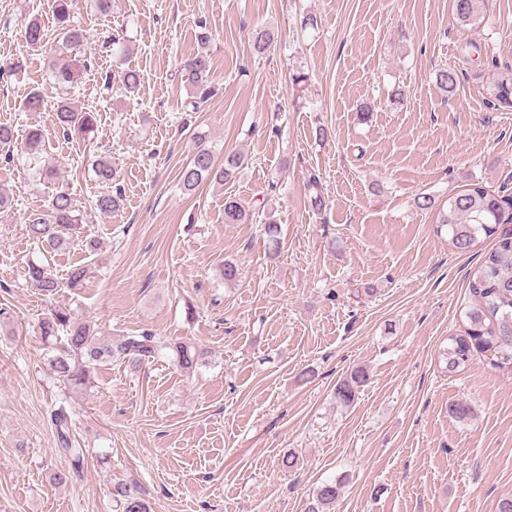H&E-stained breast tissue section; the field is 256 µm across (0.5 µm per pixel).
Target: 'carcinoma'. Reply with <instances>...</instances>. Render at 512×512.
<instances>
[{
	"mask_svg": "<svg viewBox=\"0 0 512 512\" xmlns=\"http://www.w3.org/2000/svg\"><path fill=\"white\" fill-rule=\"evenodd\" d=\"M486 0H453L456 23L473 30L481 29L487 22ZM76 0H52V13L63 37L62 47L72 49L87 40L84 30L72 24ZM25 42L40 48L44 42L42 23L32 18L25 22L22 29ZM274 41V34L268 30L254 33L252 48L255 54H265ZM179 69L185 82L194 91V100L189 102L192 111H198L201 104L214 95V88L208 81L210 69L209 57L203 52L191 55L180 61ZM54 80L59 84L73 82L75 60L56 59L51 66ZM123 90L128 94L138 91L140 77L137 71L126 69L120 74ZM435 81L439 89L453 94L458 87V73L451 67H441L435 72ZM490 95L491 104L497 110H512V79L494 81ZM53 124L62 132L65 139L86 141L97 128V115L83 111L65 101L57 103L53 112ZM44 141L43 130L31 128L25 135V148L34 154L40 151ZM243 166L241 157L232 154L224 158V164L217 165L214 154L209 149L196 151L180 171L179 181L187 193L194 192L203 182L214 180L228 182L236 177ZM97 181L109 186L110 191L103 193L94 201L99 214L109 216L124 205L125 196L117 182V172L112 162L106 158L97 160L94 169ZM307 188L309 206L319 211L325 206L320 181L311 177ZM415 205L421 210L436 209V233H445L448 237V249L455 254L465 255L481 240L492 238L495 245L484 256L482 263L468 273L471 302L464 311L468 326L464 334L448 337L445 351L448 373L456 374L468 367L477 355L492 352L497 360L493 367L502 368L512 364V194H500L492 191L481 182L469 183L465 188L448 195L441 205L435 199L423 194L415 198ZM249 216V210L241 200L228 197L224 201V223L243 224ZM82 224V215L75 199L66 187H57L51 195L47 209L33 213L27 220V231L31 239L46 242L55 249L68 244V232ZM263 234L269 249L277 252L280 245V225L270 222L263 225ZM28 284L44 296H52L62 288L76 290L83 287L88 275L84 266H74L66 277L60 278L52 273L49 262L31 263L28 266ZM38 331L44 341L64 335L60 353L55 356L50 367L61 380L73 387H88L94 374L103 366L114 361L128 360L137 364L163 353L173 356L177 366L185 372H193L202 364L204 351L195 343L186 340L168 339L150 330L134 335L100 337L91 325L76 320L63 309H54L41 318ZM367 381V374L361 367L350 370L336 384L334 399L337 403L349 406L358 393V389ZM448 414L457 421L467 423L474 417L473 408L462 400L449 403ZM56 429L58 450L63 452L70 462V469L55 475L60 483H65L80 475L85 465V449L73 446L70 436V414L60 405L52 413ZM343 483L328 479L321 483L312 498L305 505V512H334L336 501L340 497ZM112 499L121 512H151L149 504L125 483L112 485Z\"/></svg>",
	"mask_w": 512,
	"mask_h": 512,
	"instance_id": "obj_1",
	"label": "carcinoma"
}]
</instances>
